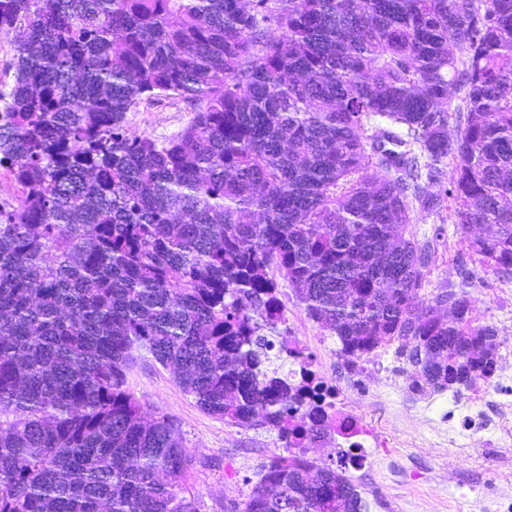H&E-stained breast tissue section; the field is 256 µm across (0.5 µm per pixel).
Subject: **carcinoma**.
Returning <instances> with one entry per match:
<instances>
[{
	"instance_id": "1",
	"label": "carcinoma",
	"mask_w": 512,
	"mask_h": 512,
	"mask_svg": "<svg viewBox=\"0 0 512 512\" xmlns=\"http://www.w3.org/2000/svg\"><path fill=\"white\" fill-rule=\"evenodd\" d=\"M0 31V512H197L179 430L127 387L145 357L292 449L243 512H366L295 452L326 416L269 369L299 351L264 334L268 270L351 361L397 340L419 388L495 373L464 293L416 307L431 251L408 226L449 198L472 255L512 275V0H0ZM173 100L193 112L176 135L128 132Z\"/></svg>"
}]
</instances>
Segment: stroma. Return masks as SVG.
<instances>
[{
  "instance_id": "1",
  "label": "stroma",
  "mask_w": 512,
  "mask_h": 512,
  "mask_svg": "<svg viewBox=\"0 0 512 512\" xmlns=\"http://www.w3.org/2000/svg\"><path fill=\"white\" fill-rule=\"evenodd\" d=\"M191 117L184 103H167L129 113L127 127L162 139L179 132ZM452 207L446 201L440 209L418 207L411 213V233L432 253L417 303L432 304L445 290L465 291L474 324L495 326L501 349H512V277L486 270L470 256L450 217ZM279 286L288 334L335 383L337 415L357 418L369 430L375 454L394 461L390 468L375 466L359 481L368 512H485L491 499L512 493V473L499 471L484 453L486 433L459 446L449 444L441 428L452 393L417 389L414 369L396 343L349 362L336 338L309 318L287 280ZM128 387L148 414L166 415L177 425L192 458L184 486L197 498L199 512L243 506L262 467L287 453L273 430L206 414L170 371L151 359L130 372Z\"/></svg>"
}]
</instances>
